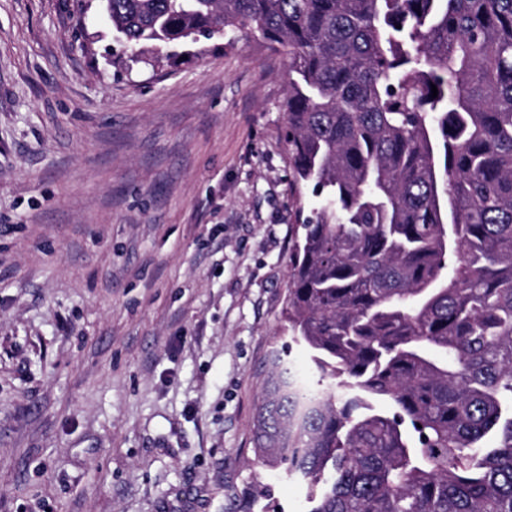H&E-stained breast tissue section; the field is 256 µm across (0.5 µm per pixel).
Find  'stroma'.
Here are the masks:
<instances>
[{
  "mask_svg": "<svg viewBox=\"0 0 512 512\" xmlns=\"http://www.w3.org/2000/svg\"><path fill=\"white\" fill-rule=\"evenodd\" d=\"M113 46L96 0H0V512H309L253 444L314 206L288 57Z\"/></svg>",
  "mask_w": 512,
  "mask_h": 512,
  "instance_id": "35a3bbf8",
  "label": "stroma"
}]
</instances>
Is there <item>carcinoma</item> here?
<instances>
[{
    "instance_id": "cac0c4a2",
    "label": "carcinoma",
    "mask_w": 512,
    "mask_h": 512,
    "mask_svg": "<svg viewBox=\"0 0 512 512\" xmlns=\"http://www.w3.org/2000/svg\"><path fill=\"white\" fill-rule=\"evenodd\" d=\"M118 42L288 52L297 235L255 450L310 512H512V0H104ZM438 96L432 97L431 86Z\"/></svg>"
}]
</instances>
